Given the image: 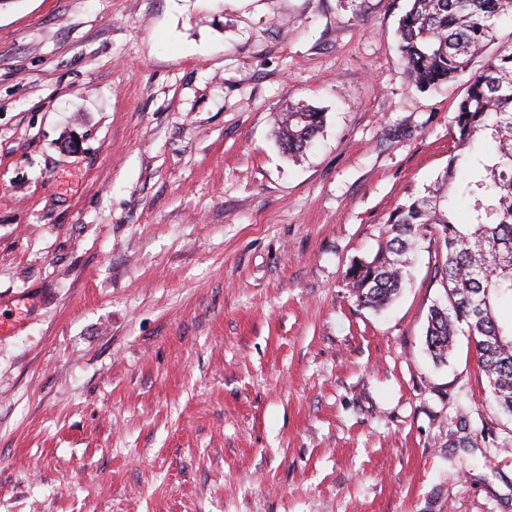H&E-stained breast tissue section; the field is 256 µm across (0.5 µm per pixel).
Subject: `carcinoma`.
Returning a JSON list of instances; mask_svg holds the SVG:
<instances>
[{"label": "carcinoma", "instance_id": "cac0c4a2", "mask_svg": "<svg viewBox=\"0 0 512 512\" xmlns=\"http://www.w3.org/2000/svg\"><path fill=\"white\" fill-rule=\"evenodd\" d=\"M505 18L512 20V0H409L398 50L412 85L426 91L469 74L452 118L456 147L432 184L394 210L375 255L352 260L345 278L360 305L382 310L404 288V256L419 241L434 239L443 249L434 278L448 305L429 311V355L446 363L465 332L491 403L512 416V321L498 316L502 302H512V45L470 72ZM323 124L324 113L307 105L286 107L277 120L283 152L305 153ZM461 201L467 203L463 221Z\"/></svg>", "mask_w": 512, "mask_h": 512}]
</instances>
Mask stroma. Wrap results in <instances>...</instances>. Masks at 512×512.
Returning <instances> with one entry per match:
<instances>
[{
	"label": "stroma",
	"mask_w": 512,
	"mask_h": 512,
	"mask_svg": "<svg viewBox=\"0 0 512 512\" xmlns=\"http://www.w3.org/2000/svg\"><path fill=\"white\" fill-rule=\"evenodd\" d=\"M406 4L0 0V512H512L434 243L384 312L344 278L454 146ZM324 116L307 105H288L277 120L276 136L283 152L289 156L305 153L320 134Z\"/></svg>",
	"instance_id": "1"
}]
</instances>
